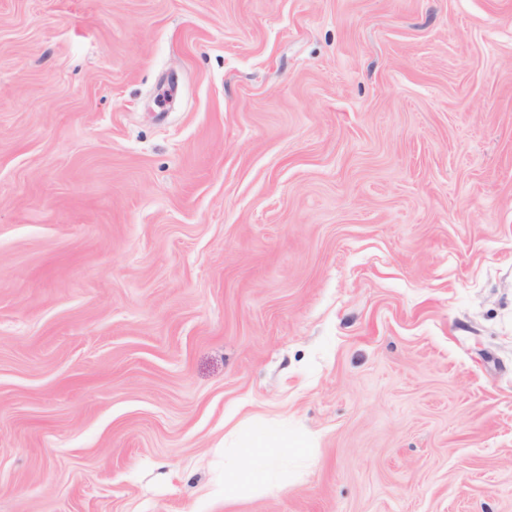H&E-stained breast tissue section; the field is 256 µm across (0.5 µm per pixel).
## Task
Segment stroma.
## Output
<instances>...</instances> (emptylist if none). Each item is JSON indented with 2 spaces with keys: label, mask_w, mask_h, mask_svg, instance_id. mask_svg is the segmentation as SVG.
<instances>
[{
  "label": "stroma",
  "mask_w": 512,
  "mask_h": 512,
  "mask_svg": "<svg viewBox=\"0 0 512 512\" xmlns=\"http://www.w3.org/2000/svg\"><path fill=\"white\" fill-rule=\"evenodd\" d=\"M0 512H512V0H0ZM307 441L288 437L280 427L252 431L235 447L224 448V496L261 495L288 484L282 461L301 457Z\"/></svg>",
  "instance_id": "35a3bbf8"
}]
</instances>
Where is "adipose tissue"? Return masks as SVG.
Wrapping results in <instances>:
<instances>
[{
    "label": "adipose tissue",
    "mask_w": 512,
    "mask_h": 512,
    "mask_svg": "<svg viewBox=\"0 0 512 512\" xmlns=\"http://www.w3.org/2000/svg\"><path fill=\"white\" fill-rule=\"evenodd\" d=\"M307 441L289 437L279 427H268L241 436L224 451L225 496L261 495L287 483L282 461L303 456Z\"/></svg>",
    "instance_id": "adipose-tissue-1"
}]
</instances>
